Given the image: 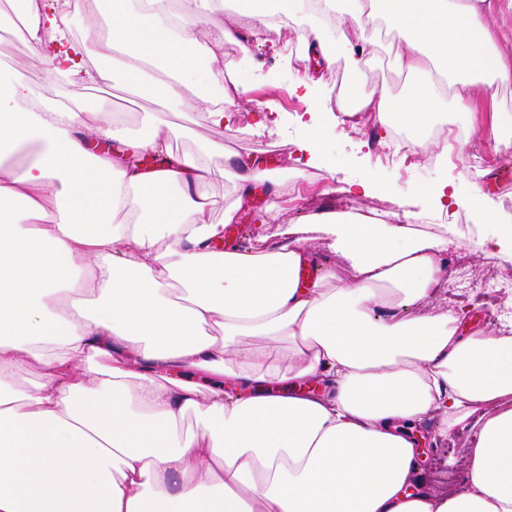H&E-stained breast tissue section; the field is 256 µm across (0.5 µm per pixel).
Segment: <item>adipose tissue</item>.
<instances>
[{
    "mask_svg": "<svg viewBox=\"0 0 512 512\" xmlns=\"http://www.w3.org/2000/svg\"><path fill=\"white\" fill-rule=\"evenodd\" d=\"M0 8L50 79L121 80L161 100L136 149L172 156L148 172L97 148L125 113L34 94L0 70V512H512V336L459 335L440 305L447 235L326 213L286 224V242L223 247L255 187L285 184L206 140L173 156V115L231 120L215 97L224 43L240 42L223 0H77L74 12L23 0ZM272 31L271 11L310 14L299 41L347 73L370 64L380 28L413 83L373 92L344 114L420 130L442 108L471 111L478 91L512 84L496 16L512 0H235ZM81 13V33L72 13ZM209 26L199 40V21ZM112 65L91 63L99 44ZM235 199L210 213L215 158ZM340 262L311 284L314 240ZM441 413V437L470 428L463 486L427 488L416 426ZM194 426H184L186 417Z\"/></svg>",
    "mask_w": 512,
    "mask_h": 512,
    "instance_id": "1",
    "label": "adipose tissue"
}]
</instances>
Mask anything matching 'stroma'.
Masks as SVG:
<instances>
[{"label": "stroma", "mask_w": 512, "mask_h": 512, "mask_svg": "<svg viewBox=\"0 0 512 512\" xmlns=\"http://www.w3.org/2000/svg\"><path fill=\"white\" fill-rule=\"evenodd\" d=\"M239 35L252 46L253 63L240 76L245 90L240 109L228 127L214 129L201 112H182L175 122L190 129V136L172 141L174 153L192 149L201 139L220 140L225 150L264 162L266 168L286 181L280 195L257 190L250 204L239 211L230 240L237 247L279 243L281 225L304 224L312 217L329 211H358L370 217L403 224L454 225V243L445 259L448 279L445 294L448 304L463 310V325L468 333L494 329L496 309L480 296L482 285L512 278V263L482 246L486 225H512V149L499 147L493 129L495 98L512 104V86L484 91L474 100L464 117L468 140L463 149L453 151L448 163L434 167L426 162L422 149H415L411 159L392 155L393 145L382 126H352L338 112L337 79L339 63L316 65L314 54L297 45L292 33L279 39L264 38L254 20L238 24ZM391 37L381 34L372 49V60L365 75L353 80L359 94L384 88L392 95L406 93L410 78L396 73L390 65ZM0 64L26 79L32 86L48 84L46 69L37 62L21 38L0 36ZM325 76L319 86L318 101H311L302 81L313 69ZM317 123L325 136V160L321 165L301 162L300 142L308 133L309 123ZM329 181L319 184L316 173ZM453 183L458 197L436 205L426 190L436 188L441 178ZM374 186L370 196L350 192L354 181ZM442 418L434 414L420 427L425 438V456L420 460L424 475H432L444 459L456 460V481H463L470 441L460 433L449 441L439 437Z\"/></svg>", "instance_id": "35a3bbf8"}]
</instances>
